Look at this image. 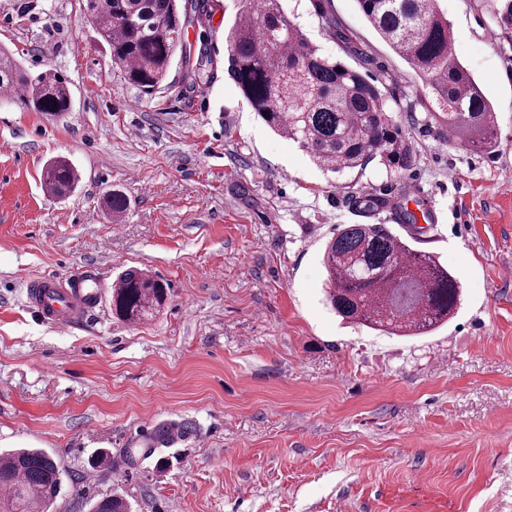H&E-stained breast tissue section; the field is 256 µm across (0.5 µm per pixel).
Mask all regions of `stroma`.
<instances>
[{
  "label": "stroma",
  "mask_w": 512,
  "mask_h": 512,
  "mask_svg": "<svg viewBox=\"0 0 512 512\" xmlns=\"http://www.w3.org/2000/svg\"><path fill=\"white\" fill-rule=\"evenodd\" d=\"M146 98L111 65L82 0H0V47L54 69L72 106L50 116L0 97V449L40 448L67 478L50 512L118 494L133 512H512V28L499 0H439L454 52L491 103L498 142H450L423 78L356 0H282L324 55L381 81L414 153L390 172L316 166L273 132L227 74L241 0H209ZM53 157L80 175L49 196ZM131 201L121 223L99 205ZM379 197L366 211L358 201ZM387 224L459 280L432 335L346 324L327 304L323 248L339 225ZM134 267L168 284L160 312L112 314ZM87 272L98 304L77 328L42 322L25 283ZM179 438L159 448L156 426ZM111 468H91L100 450Z\"/></svg>",
  "instance_id": "35a3bbf8"
}]
</instances>
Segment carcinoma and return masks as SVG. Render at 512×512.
<instances>
[{
  "label": "carcinoma",
  "mask_w": 512,
  "mask_h": 512,
  "mask_svg": "<svg viewBox=\"0 0 512 512\" xmlns=\"http://www.w3.org/2000/svg\"><path fill=\"white\" fill-rule=\"evenodd\" d=\"M381 39L425 80L438 109L437 122L458 144L474 151L495 146L494 112L453 51L450 25L439 0H356ZM84 10L107 44L112 63L143 95L166 79L183 49L189 11L209 16L208 0H84ZM227 70L252 109L277 134L305 149L333 173L362 170L379 160L405 170L413 153L382 91L357 68L326 57L284 12L280 0H243L225 37ZM0 88H18L37 112L69 111L65 79L46 70L32 75L0 52ZM47 192L70 195L77 170L62 157L42 171ZM102 208L119 219L127 196L110 190ZM322 264L327 301L343 320L396 336H424L452 320L460 305L457 279L439 259L410 246L386 224H345L325 246ZM168 299L167 286L142 270H127L112 284V314L138 323ZM65 473L38 448L0 452L4 512H49ZM89 512H131L118 496H104Z\"/></svg>",
  "instance_id": "obj_1"
}]
</instances>
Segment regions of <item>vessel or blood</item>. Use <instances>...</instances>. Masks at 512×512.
Returning a JSON list of instances; mask_svg holds the SVG:
<instances>
[{
    "label": "vessel or blood",
    "instance_id": "1",
    "mask_svg": "<svg viewBox=\"0 0 512 512\" xmlns=\"http://www.w3.org/2000/svg\"><path fill=\"white\" fill-rule=\"evenodd\" d=\"M96 298L93 282L82 274L45 275L27 285L29 307L39 317L60 328L81 324Z\"/></svg>",
    "mask_w": 512,
    "mask_h": 512
}]
</instances>
